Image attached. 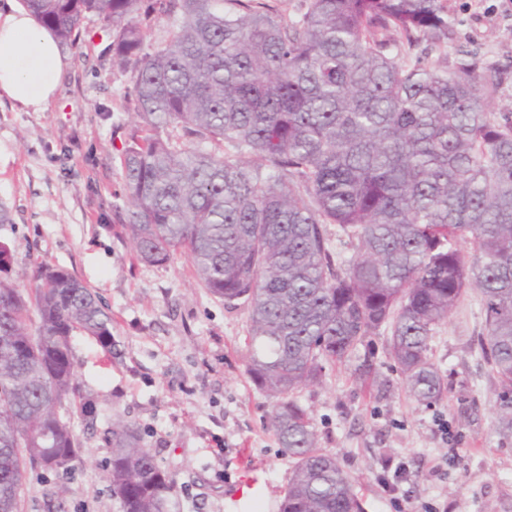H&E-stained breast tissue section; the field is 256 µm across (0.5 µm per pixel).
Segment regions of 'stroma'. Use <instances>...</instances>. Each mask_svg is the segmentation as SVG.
<instances>
[{"mask_svg": "<svg viewBox=\"0 0 512 512\" xmlns=\"http://www.w3.org/2000/svg\"><path fill=\"white\" fill-rule=\"evenodd\" d=\"M448 38L431 59L464 46L503 73L495 99L512 112V0H448ZM109 34L86 19L68 71L47 108L0 103V204L11 221L0 241L14 254L10 277L27 284L41 263L69 270L112 313V351L73 339L77 379L95 412L73 425L82 448L49 499L28 476L21 512H118L104 478L106 430L136 423L141 444L174 475L179 512H279L292 461L267 427L268 399L249 379L245 310H229L197 282L187 255L149 266L116 217L126 210L120 150L135 120L130 72L104 49ZM484 317L467 293L429 342L447 391L424 405L406 387L377 330L354 361L333 366L298 398L318 445L350 476L363 512H512V441L495 430L500 383L477 353ZM447 421L440 429L439 421ZM402 469L385 476V461Z\"/></svg>", "mask_w": 512, "mask_h": 512, "instance_id": "obj_1", "label": "stroma"}]
</instances>
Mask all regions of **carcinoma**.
<instances>
[{
	"label": "carcinoma",
	"mask_w": 512,
	"mask_h": 512,
	"mask_svg": "<svg viewBox=\"0 0 512 512\" xmlns=\"http://www.w3.org/2000/svg\"><path fill=\"white\" fill-rule=\"evenodd\" d=\"M22 3L63 48L97 17L114 62L134 72L118 220L140 261L186 254L226 307L247 309V373L293 460L280 512H361L297 392L383 328L410 394L440 401L429 341L470 290L501 383L496 429L512 439V112L492 108L501 73L476 69L475 52L451 66L406 59L447 37L448 0H302L291 14L288 0ZM155 13L173 23L149 51ZM13 260L0 242V512H20L27 472L57 474L78 456L73 418L90 409L75 333L112 351L94 292L43 265L21 288ZM108 437L119 512H171L174 480L138 427L118 419Z\"/></svg>",
	"instance_id": "obj_1"
}]
</instances>
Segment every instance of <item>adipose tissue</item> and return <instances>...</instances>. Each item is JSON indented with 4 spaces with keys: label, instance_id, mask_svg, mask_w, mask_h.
I'll use <instances>...</instances> for the list:
<instances>
[{
    "label": "adipose tissue",
    "instance_id": "adipose-tissue-1",
    "mask_svg": "<svg viewBox=\"0 0 512 512\" xmlns=\"http://www.w3.org/2000/svg\"><path fill=\"white\" fill-rule=\"evenodd\" d=\"M67 62L49 29L18 0L0 9V101L40 111L54 98Z\"/></svg>",
    "mask_w": 512,
    "mask_h": 512
}]
</instances>
